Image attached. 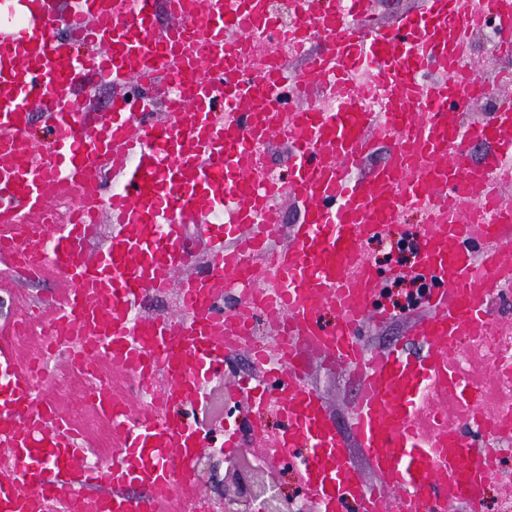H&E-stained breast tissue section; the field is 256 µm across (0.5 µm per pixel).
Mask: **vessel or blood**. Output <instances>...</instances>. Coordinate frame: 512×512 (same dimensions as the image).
Returning <instances> with one entry per match:
<instances>
[{
    "mask_svg": "<svg viewBox=\"0 0 512 512\" xmlns=\"http://www.w3.org/2000/svg\"><path fill=\"white\" fill-rule=\"evenodd\" d=\"M26 0H0V259L24 261L37 277L65 285L46 308L38 355L19 361L0 345V512H166L178 497L202 492L192 473L210 431L191 416L202 379L246 345L257 314L277 320V364L259 378L272 397L240 385L253 403L273 404L283 426L272 447L305 455L302 482L318 512H453L479 508L496 477L492 448L464 432L499 418L467 408L459 423L433 411L428 392L457 393L461 340L494 324L495 289L512 280V208L500 190L512 183V104L470 122L464 105L490 92L476 72L470 33L497 22L512 50V0H426L423 17L384 31L371 26V0L316 8L289 0L320 47L289 46L287 59L249 55L274 29L271 0H70L66 14L33 16L39 30L15 24ZM170 18L153 23L157 11ZM71 38L59 41L58 27ZM102 52L80 54L86 38ZM184 82L164 119L147 90ZM133 85L140 94L112 101L94 124L70 103L83 83ZM376 107H369L368 98ZM50 138L34 139V113ZM280 141L290 157L283 178L265 174L261 148ZM382 162L369 164L378 146ZM484 146L473 160L470 149ZM118 187L104 195V175ZM74 195L66 229L42 223L52 198ZM302 205L285 246H268L284 199ZM428 215L412 234L416 276L432 282L430 313L403 343L365 348V322L387 315L386 292L363 242L394 233L407 212ZM110 215L118 230L90 257L88 225ZM198 225L212 255L203 278L174 280L191 261L187 225ZM487 248L475 252L471 243ZM245 281L238 307L224 309L216 282ZM174 292L178 317L137 319L145 297ZM338 324L327 327L325 310ZM109 360L161 404L184 406L133 428L138 401L111 395L93 408L119 449L87 467L74 420L48 392L40 355L67 337ZM313 352L346 368L358 391L342 433L307 381ZM367 458L374 481L352 461L347 437ZM142 487L130 496L131 485Z\"/></svg>",
    "mask_w": 512,
    "mask_h": 512,
    "instance_id": "1",
    "label": "vessel or blood"
}]
</instances>
